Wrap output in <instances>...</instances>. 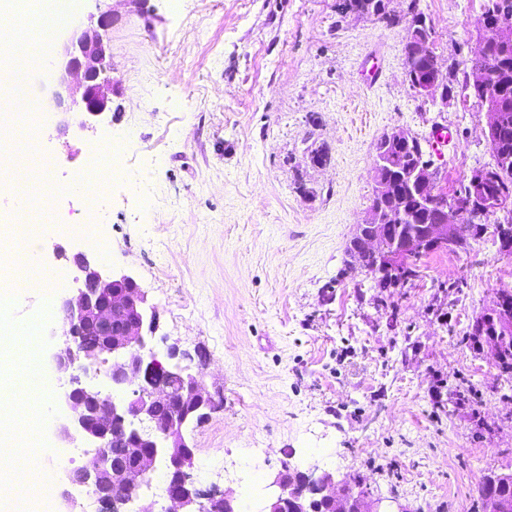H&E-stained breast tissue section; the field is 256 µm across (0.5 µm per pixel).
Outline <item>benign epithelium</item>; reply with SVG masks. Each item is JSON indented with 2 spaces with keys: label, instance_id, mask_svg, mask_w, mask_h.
Instances as JSON below:
<instances>
[{
  "label": "benign epithelium",
  "instance_id": "1",
  "mask_svg": "<svg viewBox=\"0 0 512 512\" xmlns=\"http://www.w3.org/2000/svg\"><path fill=\"white\" fill-rule=\"evenodd\" d=\"M389 4L390 0H384L386 16L398 19L408 30L405 80L423 102L448 107L455 97L445 90L440 70L420 71L414 65L424 54L435 55L432 41L415 38L418 5L396 12ZM479 28L478 37L468 44L466 63L490 53L512 30L503 20H492L485 13ZM108 72L106 47L99 32L86 29L67 40L49 64L50 101L58 107L79 92L83 113L99 117L108 111L109 98L103 91L112 81ZM467 88L484 102L500 91L485 70L473 66L469 67ZM485 119V132L496 152L501 113L487 110ZM413 138L404 128H395L386 136L388 144L397 149L411 144ZM373 170L375 189L383 199L401 193L398 182L386 176L382 163H374ZM487 179V169H475L464 195L449 196L441 190L438 171L430 164L417 163L410 167L408 185L418 207L431 212L432 219L390 248L386 241L401 216L382 206L371 207L364 222L356 225L353 238L397 274L418 252H457L465 243L486 234L498 241L500 254L512 257V226L498 218L501 214L507 221L512 219V194H490ZM74 264L82 273V287L63 303L61 342L53 354L56 367L61 372L76 369L85 375L98 374L110 358L112 363L106 371L109 385L130 396L114 402L101 389L83 384L80 376L70 375L69 387L63 393L69 414L59 426L58 436L68 444L89 443L97 451L88 465L63 470L61 497L69 500L70 488L76 487L99 505L97 512H131L161 460L171 502L166 512H235L229 495L208 494L198 489L193 479L194 451L184 432L192 421L205 417V410L213 403V396L193 373L194 358L171 347L162 359L149 348L158 319L155 311L147 309V294L131 274L100 266L83 253L74 256ZM511 331V291L498 293L492 308L475 317L469 326V336L478 344H486L497 364L502 358L498 335ZM85 336H99L101 340L90 344L83 340ZM102 448H118L120 456L104 454ZM300 476L299 482L291 467L277 473L273 485L278 492L267 512H317L309 492L319 496L323 512H381L379 501L351 487H337L328 472L317 476L302 472Z\"/></svg>",
  "mask_w": 512,
  "mask_h": 512
}]
</instances>
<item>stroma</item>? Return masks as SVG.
Wrapping results in <instances>:
<instances>
[{
  "label": "stroma",
  "instance_id": "obj_1",
  "mask_svg": "<svg viewBox=\"0 0 512 512\" xmlns=\"http://www.w3.org/2000/svg\"><path fill=\"white\" fill-rule=\"evenodd\" d=\"M343 0H77L49 42L14 28L1 51L24 56L37 106L38 152L14 155L25 178L0 193V235L24 215L42 234L26 280L5 289L7 315L44 304L27 279L51 277L54 305L77 292L72 258L131 272L159 316L153 346L202 354L218 407L185 435L196 464L250 459L266 512L283 464L338 485L361 482L384 512H483L484 476L512 468V375L468 339L473 317L512 290V259L491 238L420 261L397 288L347 265L346 247L373 196L378 139L396 127L425 146L443 187L493 164L477 100L425 105L405 76L404 25L342 14ZM482 0H419L440 61L474 39ZM108 11L110 110L92 128L50 114L44 63L73 32ZM133 130L84 207L77 177L115 134ZM326 154L311 160L312 150ZM48 174L60 191L37 197ZM61 318L37 338L50 390L14 400L15 443L37 454L0 465V512H95L82 492L39 482L42 459L87 465L63 446L59 399L68 377L52 354Z\"/></svg>",
  "mask_w": 512,
  "mask_h": 512
}]
</instances>
